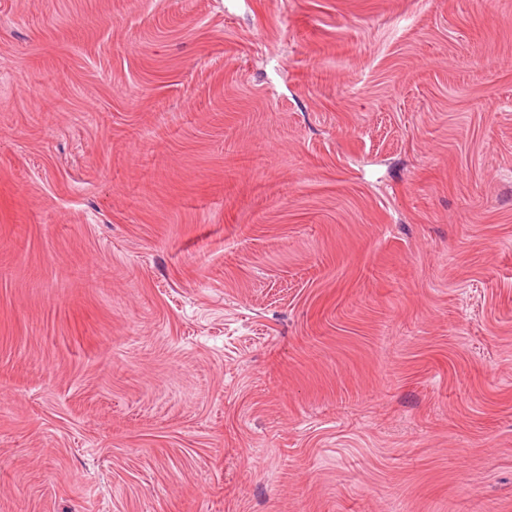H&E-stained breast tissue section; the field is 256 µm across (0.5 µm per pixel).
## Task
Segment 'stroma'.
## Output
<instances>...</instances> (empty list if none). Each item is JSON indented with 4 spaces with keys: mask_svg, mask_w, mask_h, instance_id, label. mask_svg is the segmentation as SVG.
I'll list each match as a JSON object with an SVG mask.
<instances>
[{
    "mask_svg": "<svg viewBox=\"0 0 512 512\" xmlns=\"http://www.w3.org/2000/svg\"><path fill=\"white\" fill-rule=\"evenodd\" d=\"M0 512H512V0H0Z\"/></svg>",
    "mask_w": 512,
    "mask_h": 512,
    "instance_id": "obj_1",
    "label": "stroma"
}]
</instances>
